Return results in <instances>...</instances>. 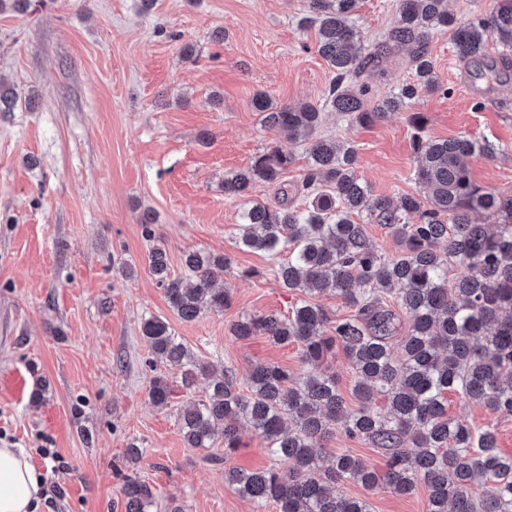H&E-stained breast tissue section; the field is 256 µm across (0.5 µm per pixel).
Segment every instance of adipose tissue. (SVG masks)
I'll return each instance as SVG.
<instances>
[{"instance_id":"adipose-tissue-1","label":"adipose tissue","mask_w":512,"mask_h":512,"mask_svg":"<svg viewBox=\"0 0 512 512\" xmlns=\"http://www.w3.org/2000/svg\"><path fill=\"white\" fill-rule=\"evenodd\" d=\"M42 485L23 449L0 445V512H37Z\"/></svg>"}]
</instances>
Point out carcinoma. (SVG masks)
Segmentation results:
<instances>
[{"mask_svg":"<svg viewBox=\"0 0 512 512\" xmlns=\"http://www.w3.org/2000/svg\"><path fill=\"white\" fill-rule=\"evenodd\" d=\"M358 0H308L304 22L316 27V51L334 77L327 102L350 123L370 125L391 112L408 110L422 94H448L429 52L438 30H452L455 56L472 64L474 76L499 78L512 73V62L486 55L496 39L512 47V0H496L488 17L460 22L448 0H399V20L385 38L367 45L353 21ZM405 49L416 79L391 96L375 97L363 77L381 72L391 52ZM263 126L301 141L309 159L301 187L281 182L294 161L291 151L274 146L224 178V196L243 202L236 246L289 259L274 275L290 292H300L288 317L245 316L231 326L234 336H266L300 348L309 370L294 379L274 363L256 364L249 390L241 393L227 375L214 377L192 359L168 322L143 321L142 336L160 360L185 367L181 382L193 386L209 377L208 399L185 406L180 430L190 448H209L216 432L224 436V456L240 448L239 425L247 420L270 445L277 464L251 471L224 468L225 482L238 494L278 512H371L363 498L347 497L340 485L352 480L367 490L386 486L408 494L417 482L428 492V512H512V456L498 451L494 431H474L448 417V394L493 413L512 416V195L479 187L471 161L489 155L488 145L466 136L414 139V180L430 190L426 197L402 193L375 196L355 174L358 151L320 134L323 112L312 104L278 106L263 92L251 99ZM278 186L276 203L251 199L256 184ZM303 191L308 204L293 206ZM382 224L398 252L387 257L371 243L354 215ZM414 214L406 224L402 215ZM499 215L502 224H478L475 215ZM149 269L168 304L183 321L205 311L222 312L231 303L217 279L231 265L222 254L190 251L184 273L171 274L165 250L151 249ZM464 269L448 280V268ZM341 298L355 309L336 319L309 298ZM409 317L399 336V314ZM341 346L358 374L356 411L345 407L336 376L323 369ZM173 389L153 379L149 397L166 406ZM341 428L348 437L386 450L379 472L345 451L326 470L314 449ZM491 490L474 492L477 482ZM125 512H153L155 495L136 475L123 477Z\"/></svg>","mask_w":512,"mask_h":512,"instance_id":"cac0c4a2","label":"carcinoma"}]
</instances>
